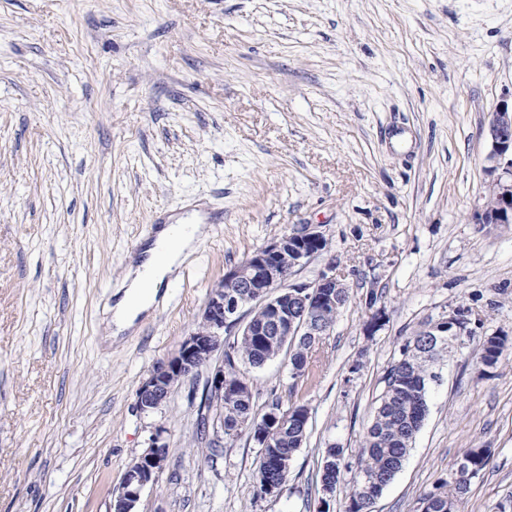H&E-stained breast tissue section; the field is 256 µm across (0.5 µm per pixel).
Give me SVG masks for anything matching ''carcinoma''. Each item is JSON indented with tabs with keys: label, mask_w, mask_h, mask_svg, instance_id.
Returning <instances> with one entry per match:
<instances>
[{
	"label": "carcinoma",
	"mask_w": 512,
	"mask_h": 512,
	"mask_svg": "<svg viewBox=\"0 0 512 512\" xmlns=\"http://www.w3.org/2000/svg\"><path fill=\"white\" fill-rule=\"evenodd\" d=\"M509 338L497 334L484 338L477 361L493 367L498 364ZM448 344L418 330L400 348V355L383 376L384 388L377 400L374 417L359 448L356 466L345 462L343 449L331 447L336 456V472L320 475L323 480L339 478L346 469L352 473L343 512H373L375 500L401 470L428 412L427 391L434 375L429 363L442 356ZM319 342L304 337L251 336L242 331L224 352V436L248 433L262 448L258 460V495L266 497L285 487L289 471L282 461L297 452L307 439L309 407L291 403L281 413L283 425L273 428L254 411V395L244 382L243 369L260 368L288 352L292 374H309L316 362ZM492 459L489 448H469L448 478L438 480L422 498V512H463L473 478Z\"/></svg>",
	"instance_id": "1"
}]
</instances>
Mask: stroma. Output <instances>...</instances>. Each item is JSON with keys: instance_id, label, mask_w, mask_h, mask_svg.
Returning a JSON list of instances; mask_svg holds the SVG:
<instances>
[{"instance_id": "1", "label": "stroma", "mask_w": 512, "mask_h": 512, "mask_svg": "<svg viewBox=\"0 0 512 512\" xmlns=\"http://www.w3.org/2000/svg\"><path fill=\"white\" fill-rule=\"evenodd\" d=\"M512 102V0H0V512H107L159 437L140 512H342L328 446L357 459L400 347L458 306L477 339L432 370L429 412L374 512H421L466 449H491L465 512L512 497V224H479L489 122ZM216 213L135 333L102 341L112 294L159 214ZM299 224L329 245L349 299L311 379L248 370L310 409L276 497L248 435L213 455L209 369L141 413L137 392L195 331L225 272ZM388 321L375 333L374 309ZM508 342L509 338L506 335L486 336L478 349L477 361L486 367L496 366Z\"/></svg>"}]
</instances>
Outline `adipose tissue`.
<instances>
[{"label": "adipose tissue", "instance_id": "1", "mask_svg": "<svg viewBox=\"0 0 512 512\" xmlns=\"http://www.w3.org/2000/svg\"><path fill=\"white\" fill-rule=\"evenodd\" d=\"M206 227L199 216H172L152 241L132 255L126 278L117 288L111 307L108 339L134 332L140 317L165 301V287L171 275L205 237Z\"/></svg>", "mask_w": 512, "mask_h": 512}]
</instances>
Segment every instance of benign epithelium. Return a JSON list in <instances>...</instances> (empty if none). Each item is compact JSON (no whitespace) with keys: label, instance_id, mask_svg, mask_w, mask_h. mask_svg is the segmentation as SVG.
<instances>
[{"label":"benign epithelium","instance_id":"obj_1","mask_svg":"<svg viewBox=\"0 0 512 512\" xmlns=\"http://www.w3.org/2000/svg\"><path fill=\"white\" fill-rule=\"evenodd\" d=\"M489 133L491 171L498 173L491 188V207L481 206L478 214L490 224L512 223V108L501 105L492 113ZM327 242L318 226L305 225L290 235H281L254 252L224 274L209 294L197 329L187 336L166 363L155 368L138 389V406L154 413L166 403L172 389L186 377L212 364L214 354L224 346V329L234 325L238 310L255 301L267 312L265 322L255 327L258 336H326L330 332L321 320L336 307V289L346 287L330 265L311 282L288 283L289 277L312 258L324 252ZM245 288V293H234ZM301 304V315L288 312L289 301ZM429 336H446L448 345H463V338L475 334L466 311L458 308L448 318L425 328ZM208 404L224 405V365L214 367L207 393ZM168 460V449L159 436L127 467L119 487L111 493L108 512H138L143 491L155 485Z\"/></svg>","mask_w":512,"mask_h":512}]
</instances>
